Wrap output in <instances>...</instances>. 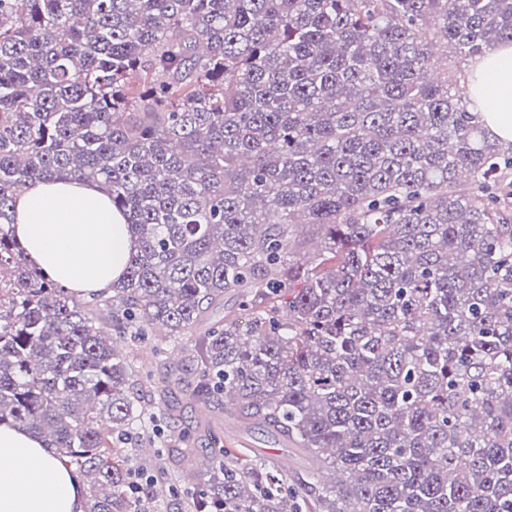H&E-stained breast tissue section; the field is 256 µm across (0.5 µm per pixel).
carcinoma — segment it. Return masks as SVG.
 <instances>
[{
	"label": "carcinoma",
	"instance_id": "cac0c4a2",
	"mask_svg": "<svg viewBox=\"0 0 512 512\" xmlns=\"http://www.w3.org/2000/svg\"><path fill=\"white\" fill-rule=\"evenodd\" d=\"M499 42L512 0H0V423L89 512H144L115 448L187 409L311 465L221 448L202 512H512V143L443 63ZM69 178L138 239L90 300L7 230ZM114 334L192 344L143 374ZM248 444H250V449L255 452L256 455L263 456L265 458H273L276 462L279 463V460L284 455H288L289 463H288V482L294 483L298 482V477H305L303 475V468L297 457L294 455L291 448H282L279 445L271 443L267 438H264L260 434L253 433L252 436L247 438Z\"/></svg>",
	"mask_w": 512,
	"mask_h": 512
}]
</instances>
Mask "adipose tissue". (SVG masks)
Wrapping results in <instances>:
<instances>
[{
    "mask_svg": "<svg viewBox=\"0 0 512 512\" xmlns=\"http://www.w3.org/2000/svg\"><path fill=\"white\" fill-rule=\"evenodd\" d=\"M465 77L490 137L512 142V43L468 62ZM29 265L77 297L110 290L137 243L104 185L42 181L22 192L12 226ZM87 489L41 438L0 424V512H86Z\"/></svg>",
    "mask_w": 512,
    "mask_h": 512,
    "instance_id": "1",
    "label": "adipose tissue"
}]
</instances>
